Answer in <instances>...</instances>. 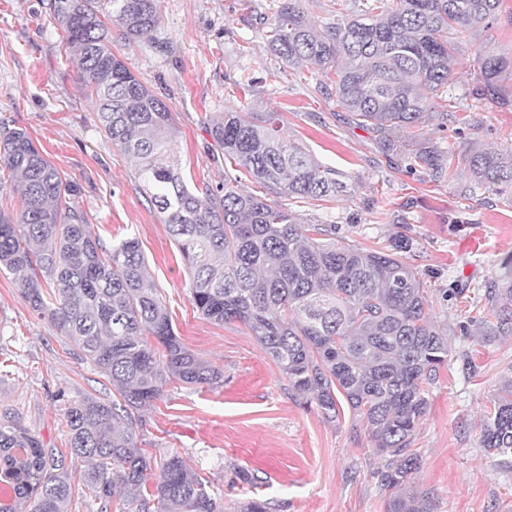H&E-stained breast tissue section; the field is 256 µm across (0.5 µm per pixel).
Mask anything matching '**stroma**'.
Returning <instances> with one entry per match:
<instances>
[{
    "instance_id": "35a3bbf8",
    "label": "stroma",
    "mask_w": 512,
    "mask_h": 512,
    "mask_svg": "<svg viewBox=\"0 0 512 512\" xmlns=\"http://www.w3.org/2000/svg\"><path fill=\"white\" fill-rule=\"evenodd\" d=\"M279 0H159L160 24L114 51L169 106L187 179L222 190L225 177L265 195L241 167L225 161L209 134L213 115L276 113L282 136L335 169L346 185L329 201L280 197L301 224H332L357 247L380 249L396 234L412 240L405 259L429 287L436 321L448 338V365L429 388L430 407L414 448L415 489L433 512H512V470L480 446V421L512 374V336L481 341L479 290L512 254V204L471 180L436 181L384 155L372 130L359 127L320 85L314 68L282 69L267 33ZM48 0H0V121L27 130L47 158L80 189L79 202L101 237L135 235L181 342L224 371V384H168L140 413L138 445L153 458L188 457L226 507L260 498L269 512H384L385 461L352 410L328 421L307 406L243 324H218L194 308L181 255L159 213L145 200L134 163L99 129L94 104ZM512 57V0L477 30L448 82L447 113L423 137L457 156L512 151V109L474 100L479 56ZM255 83L238 89L241 72ZM277 79H270V72ZM0 416L65 455L71 475L69 512H91L85 459L71 455L63 413L69 403L112 388L77 348L34 313L12 276L0 272Z\"/></svg>"
}]
</instances>
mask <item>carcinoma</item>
<instances>
[{
	"instance_id": "carcinoma-1",
	"label": "carcinoma",
	"mask_w": 512,
	"mask_h": 512,
	"mask_svg": "<svg viewBox=\"0 0 512 512\" xmlns=\"http://www.w3.org/2000/svg\"><path fill=\"white\" fill-rule=\"evenodd\" d=\"M501 0H362L355 15L321 28L286 0L276 10L268 49L282 64L312 66L328 78L355 123L378 136L382 151H399L395 135L432 119L471 30L489 25ZM79 77L95 97L106 137L136 162L146 200L161 215L182 255L193 305L216 323L245 325L288 379L324 418L338 420L340 399L365 425L386 458L380 482L385 512H432L426 492L410 490L420 461L412 445L425 417L427 387L448 364V339L432 315L428 289L400 252L356 248L336 238L334 224H298L278 203L224 180V193L190 186L176 157L177 131L168 106L112 51L117 20L124 41L151 33L158 0H49ZM512 60L482 59L476 100L512 106L501 76ZM209 134L224 158L274 194L319 200L338 196L336 171L286 142L269 120L222 112ZM409 165L446 175L441 152L423 144ZM476 189L506 197L512 157L478 150L464 156ZM9 172L22 207L0 212V271L13 276L37 314L69 338L104 376L114 399L87 396L65 411L71 454L85 458L84 485L109 512H224L208 479L179 453L154 470L137 443L135 412L178 382L224 383V371L198 358L176 336L139 240L112 243L95 231L79 203L80 189L36 148L21 128L0 125V172ZM483 339L512 335V255L483 288ZM480 445L512 469V378L481 420ZM0 479L10 487L6 512H68L72 487L65 459L8 416L0 421ZM156 492L144 495L148 484ZM156 510H151V501Z\"/></svg>"
}]
</instances>
